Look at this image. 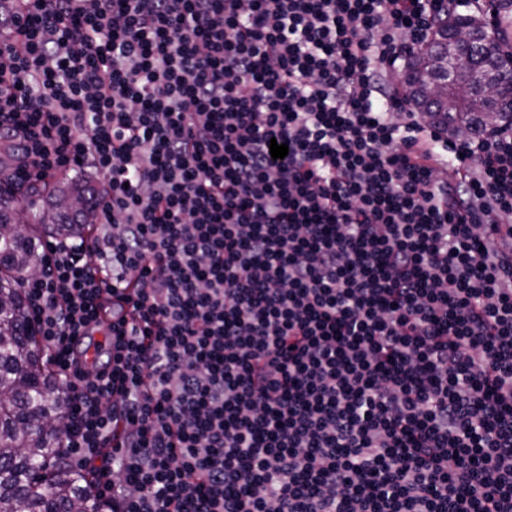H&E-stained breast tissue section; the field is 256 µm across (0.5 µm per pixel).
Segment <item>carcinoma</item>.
I'll return each instance as SVG.
<instances>
[{
    "mask_svg": "<svg viewBox=\"0 0 512 512\" xmlns=\"http://www.w3.org/2000/svg\"><path fill=\"white\" fill-rule=\"evenodd\" d=\"M495 12L498 28H512V0H497ZM487 26L481 13L450 10L411 60L409 98L451 136L462 127L483 131L490 102L479 94L460 98L452 88L437 99L431 84L446 78L450 62L463 54L458 32ZM70 193L86 197L83 223H91L95 190L78 174L33 188L23 209L35 222L21 225L18 232L12 229L18 207L0 194V512H98L90 478L74 473L59 454L62 432L56 424L65 418L68 396L29 328L26 299L17 283L21 273L45 260L38 226L50 228L57 239L81 236L80 226L65 222L59 211Z\"/></svg>",
    "mask_w": 512,
    "mask_h": 512,
    "instance_id": "carcinoma-1",
    "label": "carcinoma"
}]
</instances>
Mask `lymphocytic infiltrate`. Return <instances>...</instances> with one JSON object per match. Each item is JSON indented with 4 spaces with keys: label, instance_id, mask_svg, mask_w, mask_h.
<instances>
[{
    "label": "lymphocytic infiltrate",
    "instance_id": "obj_1",
    "mask_svg": "<svg viewBox=\"0 0 512 512\" xmlns=\"http://www.w3.org/2000/svg\"><path fill=\"white\" fill-rule=\"evenodd\" d=\"M445 4L0 0L10 190L103 178L20 277L99 512H512V124L394 79Z\"/></svg>",
    "mask_w": 512,
    "mask_h": 512
}]
</instances>
